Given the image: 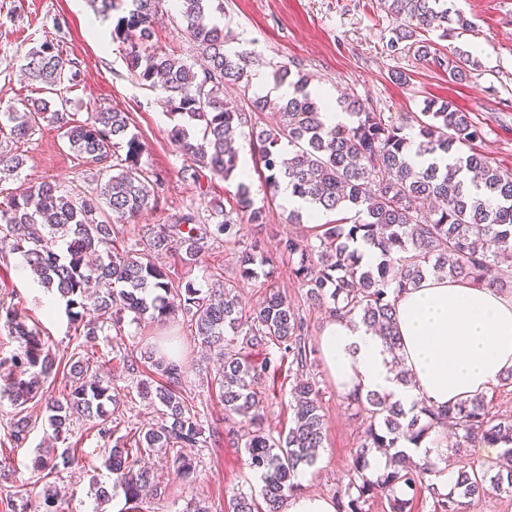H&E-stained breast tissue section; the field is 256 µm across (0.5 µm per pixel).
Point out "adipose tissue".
<instances>
[{
    "mask_svg": "<svg viewBox=\"0 0 512 512\" xmlns=\"http://www.w3.org/2000/svg\"><path fill=\"white\" fill-rule=\"evenodd\" d=\"M395 307L411 382H399L379 336L330 318L318 343L338 393L387 394L406 407L452 406L499 388L512 371V298L428 276L400 294Z\"/></svg>",
    "mask_w": 512,
    "mask_h": 512,
    "instance_id": "adipose-tissue-1",
    "label": "adipose tissue"
}]
</instances>
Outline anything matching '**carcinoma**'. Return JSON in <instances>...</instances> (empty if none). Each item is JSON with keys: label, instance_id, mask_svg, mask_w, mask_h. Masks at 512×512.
<instances>
[{"label": "carcinoma", "instance_id": "cac0c4a2", "mask_svg": "<svg viewBox=\"0 0 512 512\" xmlns=\"http://www.w3.org/2000/svg\"><path fill=\"white\" fill-rule=\"evenodd\" d=\"M125 2L112 27V42L124 51L130 74L161 91L177 119L171 136L189 159L179 170L182 180L199 185L206 171L225 180L236 174V207L228 211L216 205L206 216L188 207L172 223L156 224L115 245L116 225L134 223L157 207L163 177L140 165L142 145L128 113L101 108L81 121L70 111L62 90L80 83L81 69L77 60L63 55L59 42L47 38L29 53L25 74L39 85L41 96L21 112L4 113L9 140H25L46 121L62 131L69 149L98 177L89 191L64 192L47 181L22 183L0 201V255H20L39 283L65 302L77 339L69 379L52 389L58 371L53 342L28 328L17 307L0 304V321L18 343L10 357L0 359V394L15 409L7 440L13 448L26 445L32 430L28 404L39 402L55 442L63 444L39 450L34 461L39 472L56 475L78 463L69 440L77 422L84 421L100 439L113 441L104 449L103 464L128 502L160 488L154 473L140 466L147 453H173L178 479L195 474L198 462L183 449L204 446L207 417L202 404L182 390L180 359L145 355L152 360L149 373L133 354L120 353L122 343L113 340L111 352L122 362L125 386L98 376L106 363L99 353L100 335L110 330L121 335L127 317L164 324L179 312L200 348L219 361L210 383L224 402V423H233L227 433L243 440L249 466L262 481L265 509L239 494L230 502L231 512H281L284 501L300 493V478L315 464L326 436L310 325L273 288L254 306L240 299L242 284L275 274L257 239L240 244L235 280L215 279L205 292L191 279L174 281L162 261L173 251L183 266H198L218 236L233 235L241 215L250 224L270 225L266 208L255 206L251 175L238 170L237 139L249 138L253 163L271 194L286 181L292 194L320 213H354L350 224L321 225L314 243L279 240V252L293 261L290 275L306 289L309 303L330 317L379 331L396 361L402 359L394 317L399 293L429 275L512 288V172L476 152L482 130L451 100L431 101L419 116L396 118L347 97L342 108L351 122L328 128L321 105L307 90L309 77L289 80L286 65L275 71L274 84L292 86V96L257 97L256 110L280 115L275 127L257 131L250 114L224 99V87L249 84L252 63L248 54L226 49L224 26L216 20L224 13V0H176L179 25L203 58L198 68L158 45L155 24L167 0ZM383 5L404 19L388 41L390 52L413 48L420 58L448 70L453 80L467 78L476 67L472 55L441 56L420 38L421 30L435 22L442 38L450 25L472 28L473 22L448 8L447 0H383ZM413 145L419 155L454 153L457 158L443 167L435 162L419 167L410 157ZM123 146L125 158L114 161ZM24 162L21 155L0 150L1 170L14 172ZM464 169L473 174L479 193L466 187ZM358 241L374 249L376 263H362L352 247ZM285 365L292 374V426L275 435L263 425L268 395L260 384ZM133 392L163 407L164 423L134 426L117 437L113 415ZM351 401L364 408L368 423L350 456L348 484L336 486L338 512H368L365 506L383 497L391 512H406L409 500L401 494L430 473L406 445L416 446L448 427L458 432L457 449L498 448L500 454L491 472L461 467L454 491L446 495L431 486L433 512H467L471 500L492 494L512 498V415L493 411L486 395L448 409L417 403L407 410L378 393ZM375 449L384 450L387 461L384 473L371 480L366 471ZM42 494L44 512H64L53 485L43 487Z\"/></svg>", "mask_w": 512, "mask_h": 512}]
</instances>
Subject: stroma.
<instances>
[{
	"label": "stroma",
	"instance_id": "1",
	"mask_svg": "<svg viewBox=\"0 0 512 512\" xmlns=\"http://www.w3.org/2000/svg\"><path fill=\"white\" fill-rule=\"evenodd\" d=\"M454 9L473 22L470 31L442 40L437 30L423 31V38L435 41L443 53L462 50L476 55L477 71L463 82L452 81L447 72L418 60L413 52H389L388 40L398 25L380 0H224V28L231 34L233 50L250 53V72L272 76L275 68L296 65L309 73L313 84L324 85L337 94L359 98L370 110L393 116L416 114L432 99H452L470 113L483 129L477 149L492 165L512 169V0H452ZM112 21L98 17L88 0H0V113L23 110L27 99L38 92L20 72L25 56L44 38L60 39L64 55L77 59L82 80L69 97L79 119H87L93 105L110 106L128 112L131 128L143 147L141 164L166 176L157 207L138 223L124 227L125 236L135 229L170 223L182 208L190 206L207 213L215 204L233 208L236 179L212 178L203 187L183 181L178 173L181 157L170 131L173 118L159 102L158 92L140 85L128 72L117 45L112 44ZM408 76L406 84L391 80L395 71ZM12 152L22 154L24 165L0 176V201L22 182L53 181L63 189L87 190L96 178L82 159L69 150L61 131L44 123L28 141L15 143ZM256 203H269L275 236L265 238L264 249L273 257L277 271L272 282L249 283L241 290L246 305L261 301L267 287L279 289L291 305L309 321L312 333H320L324 311L313 307L289 275L288 259L277 249L278 238L308 237L304 225L288 221V207L282 198H271L266 186L253 181ZM237 244L219 240L200 266L184 268L177 260L167 266L174 280L193 279L203 285L215 275L233 278ZM0 301L24 311L28 325L40 329L55 343L57 356H70L76 345L69 332L64 305L34 281L22 257L0 256ZM183 353L186 369L183 386L198 396L210 419L222 425L224 406L212 394L207 377L215 371L216 360H203L187 325L172 321L164 325L125 324L124 342L133 353L157 351L167 337ZM317 378L323 391L322 406L327 423L324 446L316 464L301 479L302 490L335 498L337 486L347 484L348 456L357 447L367 415L339 394L326 372ZM40 409H32L36 422L24 447L8 456L23 479L34 483L26 512H43V479L32 469L39 446L51 439L50 430L40 422ZM83 459L69 469L57 486L65 500L66 512H113L111 504L95 498L97 487H111L112 476L105 469L97 436L79 440ZM198 461L196 477L190 482L175 480L163 453L149 459L160 482L169 483L166 493L150 496L139 505L125 504L123 512H185L200 504L208 512H226L237 494L259 495L261 482L249 468L243 448L227 439L192 451Z\"/></svg>",
	"mask_w": 512,
	"mask_h": 512
}]
</instances>
